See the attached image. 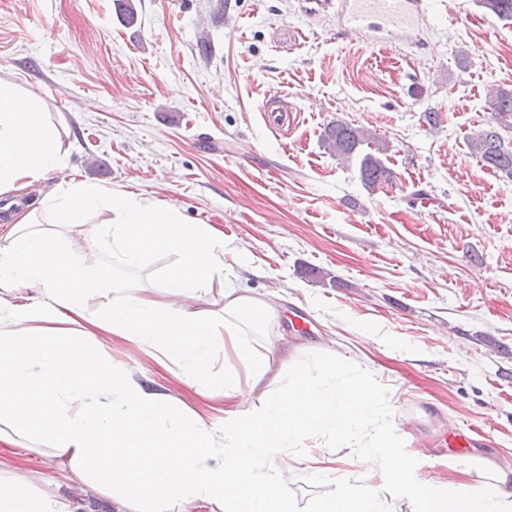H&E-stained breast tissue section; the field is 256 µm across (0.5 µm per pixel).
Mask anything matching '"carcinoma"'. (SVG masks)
Masks as SVG:
<instances>
[{"label": "carcinoma", "mask_w": 512, "mask_h": 512, "mask_svg": "<svg viewBox=\"0 0 512 512\" xmlns=\"http://www.w3.org/2000/svg\"><path fill=\"white\" fill-rule=\"evenodd\" d=\"M118 18L128 28L135 26L138 13L133 0H114ZM501 19H512V0H480ZM493 121L468 138V148L484 167L512 180V143L500 133L512 125V91L497 90L488 101ZM322 145L341 161L359 159V171L364 186L375 191L392 182L393 173L380 155L389 145L371 131L353 123L336 120L328 123L321 134Z\"/></svg>", "instance_id": "carcinoma-1"}]
</instances>
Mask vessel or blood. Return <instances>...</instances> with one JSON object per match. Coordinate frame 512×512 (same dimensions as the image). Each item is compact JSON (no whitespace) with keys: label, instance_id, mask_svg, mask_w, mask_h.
I'll return each mask as SVG.
<instances>
[{"label":"vessel or blood","instance_id":"b4317fda","mask_svg":"<svg viewBox=\"0 0 512 512\" xmlns=\"http://www.w3.org/2000/svg\"><path fill=\"white\" fill-rule=\"evenodd\" d=\"M340 4L339 26L345 33L363 38L379 30L391 39L408 36L427 23L430 12V0H340ZM263 109L272 115L270 129L279 130L295 122L280 98L270 99Z\"/></svg>","mask_w":512,"mask_h":512}]
</instances>
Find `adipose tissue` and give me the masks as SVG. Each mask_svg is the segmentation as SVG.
Returning <instances> with one entry per match:
<instances>
[{
	"label": "adipose tissue",
	"mask_w": 512,
	"mask_h": 512,
	"mask_svg": "<svg viewBox=\"0 0 512 512\" xmlns=\"http://www.w3.org/2000/svg\"><path fill=\"white\" fill-rule=\"evenodd\" d=\"M68 136L37 92L0 78V199L63 170ZM98 214L103 227L89 231ZM87 246L127 270L153 252L176 261L163 287L150 288L85 263ZM277 313L269 296L228 280L214 225L185 222L170 201L57 185L16 215L0 246V445L46 447L66 479L107 496L114 512H192L200 502L209 512H294L290 450L324 437L360 449L367 474L387 470L399 488L407 464L372 413L382 391L343 381L347 358L334 350L318 375L292 370L269 331ZM115 341L146 347L153 363L223 404V419L184 418L168 388L113 360ZM226 350L243 372H215ZM511 483L486 459L472 482L421 483L411 512H512ZM0 512L62 510L56 493L14 472L0 479ZM314 512H385L384 498L377 485L344 479Z\"/></svg>",
	"instance_id": "ef3b65f1"
}]
</instances>
